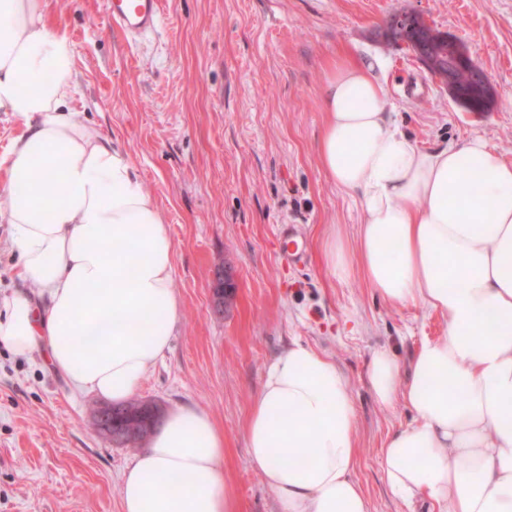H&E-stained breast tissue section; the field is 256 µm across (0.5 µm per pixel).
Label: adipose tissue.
Wrapping results in <instances>:
<instances>
[{"label":"adipose tissue","instance_id":"ef3b65f1","mask_svg":"<svg viewBox=\"0 0 512 512\" xmlns=\"http://www.w3.org/2000/svg\"><path fill=\"white\" fill-rule=\"evenodd\" d=\"M46 3L0 0V112L24 126L0 157V223L40 296L0 300V344L45 351L75 391L122 403L182 318L174 246L130 157L75 118L73 45ZM322 101L320 167L363 213L355 249L329 236L326 264L446 322L409 366L388 350L371 360L376 399L412 416L383 443L385 482L432 512H512V164L480 137L419 148L392 124L372 65L348 55ZM354 416L328 356L296 342L271 362L243 438L280 512H370ZM223 460L209 413L170 411L121 475L122 512H236Z\"/></svg>","mask_w":512,"mask_h":512}]
</instances>
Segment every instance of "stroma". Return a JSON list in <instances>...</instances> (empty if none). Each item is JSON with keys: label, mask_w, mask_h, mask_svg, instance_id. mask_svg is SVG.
I'll use <instances>...</instances> for the list:
<instances>
[{"label": "stroma", "mask_w": 512, "mask_h": 512, "mask_svg": "<svg viewBox=\"0 0 512 512\" xmlns=\"http://www.w3.org/2000/svg\"><path fill=\"white\" fill-rule=\"evenodd\" d=\"M400 11L467 45L497 89L492 111H463L407 45L384 39ZM47 20L74 45L76 119L130 156L174 245L182 320L138 398L208 412L224 431L238 512H279L242 425L267 367L303 342L349 380L354 478L371 512H428L383 479L381 444L411 416L381 406L367 372L381 348L409 364L445 322L420 303H385L359 274H330L323 242L334 234L354 246L361 212L319 165L321 85L336 54L348 53L372 63L391 120L419 147L480 137L512 163V0H161L157 32L134 45L109 29L104 0H48ZM284 222L298 226L307 254L288 270L276 254ZM220 268L236 286L219 306ZM98 402L41 354L0 347V512H121L120 477L137 451L95 432Z\"/></svg>", "instance_id": "stroma-1"}]
</instances>
